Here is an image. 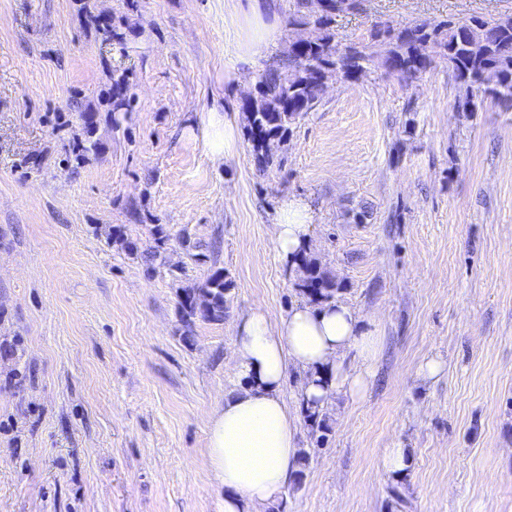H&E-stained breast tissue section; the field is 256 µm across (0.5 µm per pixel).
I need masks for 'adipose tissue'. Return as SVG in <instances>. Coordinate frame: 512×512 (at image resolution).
<instances>
[{"label":"adipose tissue","mask_w":512,"mask_h":512,"mask_svg":"<svg viewBox=\"0 0 512 512\" xmlns=\"http://www.w3.org/2000/svg\"><path fill=\"white\" fill-rule=\"evenodd\" d=\"M266 0H250L242 22L233 24L225 52L224 79L234 83L241 67H255L279 34ZM201 137L213 165L240 152L236 113L215 107L201 116ZM314 215L300 197H284L273 224V243L284 261H293L313 237ZM238 384L208 421L206 464L223 491V512H264L278 502L299 469L295 418L283 396L289 365L304 371L300 401L325 407L333 393L360 397L371 376L379 338L362 327L348 305L328 301L298 305L275 321L253 310L236 326ZM355 350L360 365L344 371L343 356Z\"/></svg>","instance_id":"obj_1"}]
</instances>
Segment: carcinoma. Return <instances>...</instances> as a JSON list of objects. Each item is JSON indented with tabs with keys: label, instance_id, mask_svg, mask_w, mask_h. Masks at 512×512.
Here are the masks:
<instances>
[{
	"label": "carcinoma",
	"instance_id": "1",
	"mask_svg": "<svg viewBox=\"0 0 512 512\" xmlns=\"http://www.w3.org/2000/svg\"><path fill=\"white\" fill-rule=\"evenodd\" d=\"M328 2L325 12L311 15L305 11V0H295L289 22L311 28L312 35L302 40L301 46H291L285 60L259 74L256 95L243 106L247 134L262 169L273 162L272 145L285 139L302 115L315 108L325 82L336 71V61L342 58L333 43L331 26L336 17L349 12V8L343 6L346 0ZM374 37L383 47L381 66L388 70L417 74L430 65L433 56H444L464 88V95L458 101V107L464 110L473 107V98L479 93L504 102L512 101V17L494 21L474 18L465 24L451 20L438 24L424 22L396 35L385 25L377 29ZM346 50L351 63L343 75L350 79L354 72L362 71L372 62L373 54L366 45L348 46ZM126 91L125 77L117 76L109 85L106 104L116 111L130 104L124 98ZM80 117L84 137L77 139L72 148L77 158L99 148L98 141L92 139L96 113L83 112ZM152 235L155 246L144 255L147 262L153 260L169 240L161 224L153 226ZM294 264L296 287L311 304L327 302L340 290V284L307 254V250H301ZM227 290L228 283L220 270L198 288L180 289V318L185 332H191L197 319L223 321ZM304 418L312 435L316 436V443L323 442L329 431L325 414L307 407Z\"/></svg>",
	"mask_w": 512,
	"mask_h": 512
}]
</instances>
